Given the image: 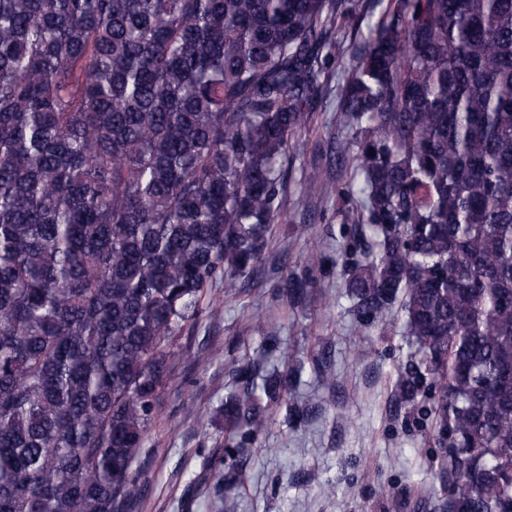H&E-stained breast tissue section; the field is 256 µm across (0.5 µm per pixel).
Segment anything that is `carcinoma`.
Here are the masks:
<instances>
[{"label": "carcinoma", "instance_id": "cac0c4a2", "mask_svg": "<svg viewBox=\"0 0 512 512\" xmlns=\"http://www.w3.org/2000/svg\"><path fill=\"white\" fill-rule=\"evenodd\" d=\"M368 0H0V512H132L213 283L256 274L339 20ZM347 295L437 385L446 512H512V0H390L336 106ZM225 412L265 430L251 382ZM288 376L263 378L278 400Z\"/></svg>", "mask_w": 512, "mask_h": 512}]
</instances>
